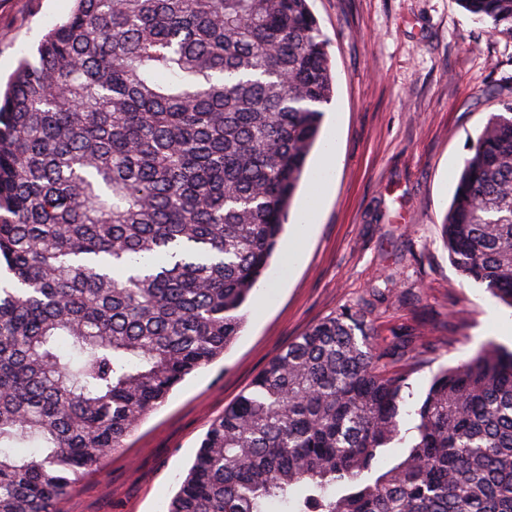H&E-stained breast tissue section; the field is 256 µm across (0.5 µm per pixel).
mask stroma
Masks as SVG:
<instances>
[{
    "label": "stroma",
    "mask_w": 512,
    "mask_h": 512,
    "mask_svg": "<svg viewBox=\"0 0 512 512\" xmlns=\"http://www.w3.org/2000/svg\"><path fill=\"white\" fill-rule=\"evenodd\" d=\"M309 6L335 76L321 137L334 140L337 160L304 253L289 266L286 248L317 189L319 147L271 260L280 279L264 309L248 306L223 358L180 383L62 512H165L211 421L289 342L341 309L364 313L378 347L409 348L397 366L408 375L406 433L441 368L489 342L512 349L492 319L512 309L461 277L440 230L470 143L512 100V41L489 36L458 0ZM71 8V0H0V76Z\"/></svg>",
    "instance_id": "1"
}]
</instances>
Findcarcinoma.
<instances>
[{
    "label": "carcinoma",
    "mask_w": 512,
    "mask_h": 512,
    "mask_svg": "<svg viewBox=\"0 0 512 512\" xmlns=\"http://www.w3.org/2000/svg\"><path fill=\"white\" fill-rule=\"evenodd\" d=\"M512 39V0H459ZM334 77L308 0H74L0 96V512H62L267 275ZM512 308V102L441 224ZM344 308L214 419L166 512H512V351L406 378Z\"/></svg>",
    "instance_id": "carcinoma-1"
}]
</instances>
